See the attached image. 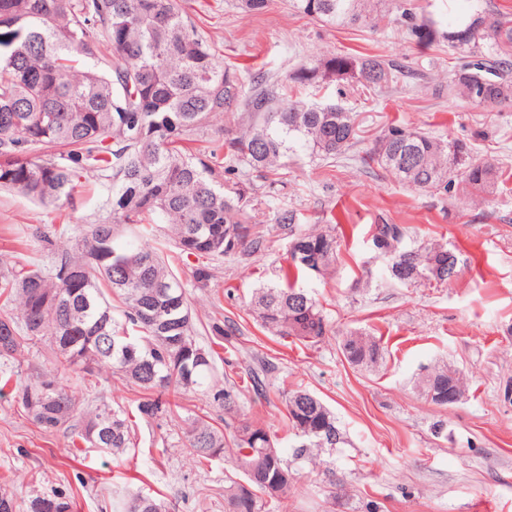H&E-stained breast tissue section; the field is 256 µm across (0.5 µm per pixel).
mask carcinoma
I'll return each mask as SVG.
<instances>
[{
  "mask_svg": "<svg viewBox=\"0 0 512 512\" xmlns=\"http://www.w3.org/2000/svg\"><path fill=\"white\" fill-rule=\"evenodd\" d=\"M387 0H291L296 12L332 26L384 28ZM395 21L419 44L446 39L474 60L448 79V91L465 96L474 89L485 105L512 103V13L477 7L448 18L440 30L429 16L417 15L408 0H392ZM475 16L490 31L469 29ZM112 50V65L99 66L101 41ZM412 74L402 63L380 55H324L291 77L295 88L342 80L354 91H376ZM354 115L338 105L317 106L289 95L288 85L259 77L243 91L237 72L216 56L211 42L183 16L176 0H0V187L28 194L54 206H74L75 189L95 179L105 190L97 200L105 219L71 240L68 228L37 232L51 256L48 265L25 266L0 259V357L12 358L26 340L50 337L57 353L52 374L3 387L45 432L61 430L104 453L117 456L135 447L129 413L104 403L84 407L69 381L93 376L104 367L138 387L136 409L154 420L171 409L172 399L188 391L213 393L231 408L232 395L215 389L213 349L196 339L185 286L168 268L150 237L157 221L169 225L176 248L207 259L192 271L199 288L213 278L210 262L251 255L266 239L247 209L256 196L249 173L279 182L280 170L302 152L336 160L356 143ZM207 143L193 153L188 144ZM367 161L399 184L418 190H448L454 182L469 196L481 197L494 184L495 165L470 155L466 145L408 127L379 136ZM236 178L228 185L218 180ZM135 226L138 240L116 244L118 229ZM406 228L377 224L373 245L388 260L395 282L414 285L436 265L458 267L453 250L427 243L406 249ZM301 259L281 269L280 283L257 289L252 312L269 334L311 345L322 341L328 323L318 303L295 288V277L329 272L336 263V227L294 234L289 253ZM123 309L114 316L106 292ZM214 337L230 340L234 323L217 319ZM347 360L372 366L382 357L371 336L351 332L341 341ZM205 360H197V353ZM50 387L62 402L42 398ZM418 389L433 404L448 407L463 395V377L439 367ZM285 406L297 448L346 443L333 412L304 389L285 393ZM189 448L198 460L230 454L235 478L225 474L228 512L288 509L297 490L296 473L263 425L243 422L231 436L207 419L191 418ZM72 512L59 494L39 495L25 506L0 490V512ZM120 512H162L159 501L135 494Z\"/></svg>",
  "mask_w": 512,
  "mask_h": 512,
  "instance_id": "1",
  "label": "carcinoma"
}]
</instances>
